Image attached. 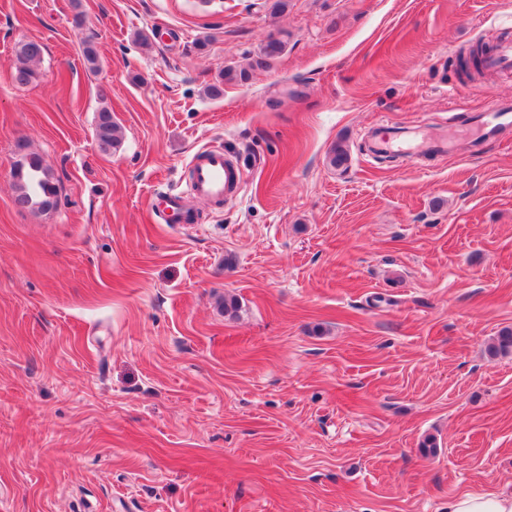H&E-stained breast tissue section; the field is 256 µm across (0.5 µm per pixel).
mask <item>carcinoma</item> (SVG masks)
I'll list each match as a JSON object with an SVG mask.
<instances>
[{"label":"carcinoma","mask_w":512,"mask_h":512,"mask_svg":"<svg viewBox=\"0 0 512 512\" xmlns=\"http://www.w3.org/2000/svg\"><path fill=\"white\" fill-rule=\"evenodd\" d=\"M287 34L280 31L271 34L261 46L259 54L251 63V68H266L270 62L277 58L284 50ZM43 53L41 43L26 40L18 43L16 47L17 64L14 70V81L21 85H28L36 78L33 64L40 60ZM249 73L245 69L237 70L232 67L224 70L216 83L208 86L210 95L220 94L224 82L245 81ZM94 138L98 148L103 153H109L120 143V127L112 121V110L103 107L98 110L94 127ZM19 164L13 166L14 205L21 210L37 213H49L52 208L58 207L59 186L52 169L47 166L44 159L37 153L26 151V147H19ZM488 352L492 356L508 355L512 353V330L504 331L489 346Z\"/></svg>","instance_id":"cac0c4a2"}]
</instances>
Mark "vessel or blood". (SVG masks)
<instances>
[{
  "label": "vessel or blood",
  "instance_id": "obj_1",
  "mask_svg": "<svg viewBox=\"0 0 512 512\" xmlns=\"http://www.w3.org/2000/svg\"><path fill=\"white\" fill-rule=\"evenodd\" d=\"M512 125V106L502 99H491L485 111L457 118L454 132L457 137L468 139L481 135L485 140L495 139L500 130ZM377 146L380 150L414 159L423 155H439L447 150L443 139L425 137L421 141L404 136L382 135ZM190 195L172 193L163 199L160 211L164 220L173 224H194L198 216L188 203V196L208 199H224L236 194L240 175L226 159L223 151L206 149L198 152L192 160Z\"/></svg>",
  "mask_w": 512,
  "mask_h": 512
}]
</instances>
